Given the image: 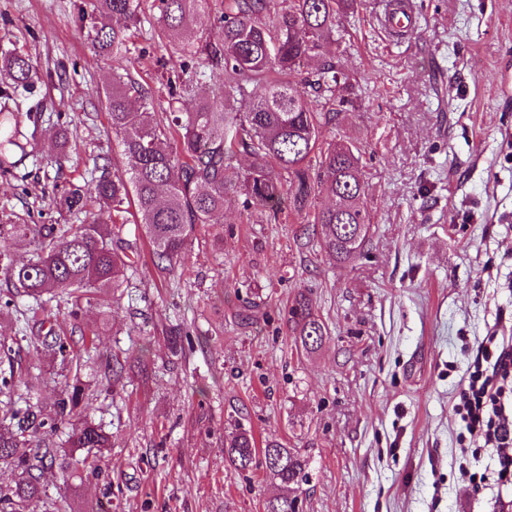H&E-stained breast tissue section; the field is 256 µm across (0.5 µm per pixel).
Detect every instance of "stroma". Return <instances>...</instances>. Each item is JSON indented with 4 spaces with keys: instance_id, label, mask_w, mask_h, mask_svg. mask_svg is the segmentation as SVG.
<instances>
[{
    "instance_id": "stroma-1",
    "label": "stroma",
    "mask_w": 512,
    "mask_h": 512,
    "mask_svg": "<svg viewBox=\"0 0 512 512\" xmlns=\"http://www.w3.org/2000/svg\"><path fill=\"white\" fill-rule=\"evenodd\" d=\"M380 0H361L332 51L351 88L343 134L361 150L372 238L337 264L297 247L300 224H252L241 198L199 227L183 270L163 278L136 216L123 237L142 259L115 289L111 312L66 298L48 322L97 333L99 355L125 363L124 384L95 381L91 418L112 436L104 465L112 512H265L263 465L224 460L234 425L277 437L308 460L306 482L285 487L300 512H512L490 449L466 452L454 412L472 351L487 333L512 336V0H417L409 38L384 32ZM89 0H0V49L38 69L19 91L18 119L36 142L0 173V221L82 224L54 199L98 157L121 163L104 90L112 61L96 55L79 19ZM123 67L167 110L168 78L192 70L159 36L152 12L129 31ZM69 132L65 159L46 141ZM309 290L330 336L296 348L283 324L288 300ZM0 312V336L41 376L26 391L44 415L70 373L28 346L22 312ZM190 326L195 348L176 355L170 328ZM46 493L71 512L102 497L96 481L47 476Z\"/></svg>"
}]
</instances>
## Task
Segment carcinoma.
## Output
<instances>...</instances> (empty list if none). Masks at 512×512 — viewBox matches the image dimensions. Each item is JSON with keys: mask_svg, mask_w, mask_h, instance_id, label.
<instances>
[{"mask_svg": "<svg viewBox=\"0 0 512 512\" xmlns=\"http://www.w3.org/2000/svg\"><path fill=\"white\" fill-rule=\"evenodd\" d=\"M162 35L197 64L178 78L181 95L194 93L197 78H208L218 94L199 100L189 112L159 115L151 93L115 73L107 92L112 130L119 135L123 163L101 167V173L69 189L60 205L81 212L97 202L112 224L95 218L87 224H0V272L14 290L0 293V311L15 298L32 301V314L44 308L45 296L66 294L73 316L92 298L107 305L108 290L123 284L128 247L118 221L125 206L135 207L139 223L153 247L157 269L172 274L183 266L200 226L214 223L230 197L244 198L247 212L278 222L281 217L312 226V242L339 262L364 254L371 217L364 206L365 185L360 158L344 141L324 139L336 128L345 99L336 87L346 81L343 54L330 53L339 16L358 0H224L218 18L222 39L196 37L195 27L209 0H156ZM139 0H90L81 10L93 50L120 64L130 51L126 30L140 22ZM310 60L312 71L303 70ZM0 77L12 88L27 87L38 71L22 53H0ZM22 132L0 111V171L15 168L14 149ZM250 158L245 169L238 156ZM332 200L320 208V195ZM27 239L34 257L18 265L10 245ZM295 344L307 353L320 349L327 328L310 294L298 292L285 314ZM36 349L49 352L62 367L80 365L71 337L54 329L30 337ZM104 377L118 383L124 365L105 358ZM39 376L23 366L19 350L0 339V466L14 471L12 485L0 486V512H26L29 502L45 495L44 474L57 471L67 480L103 475L112 437L83 415L88 384L79 375L66 382L56 399L55 417L17 405L20 387H31ZM64 435L53 447L41 435ZM224 457L236 471L261 462L279 486L306 478L308 461L277 438L257 445L251 431L241 428L224 440ZM265 512H296L289 497L267 499Z\"/></svg>", "mask_w": 512, "mask_h": 512, "instance_id": "carcinoma-1", "label": "carcinoma"}]
</instances>
